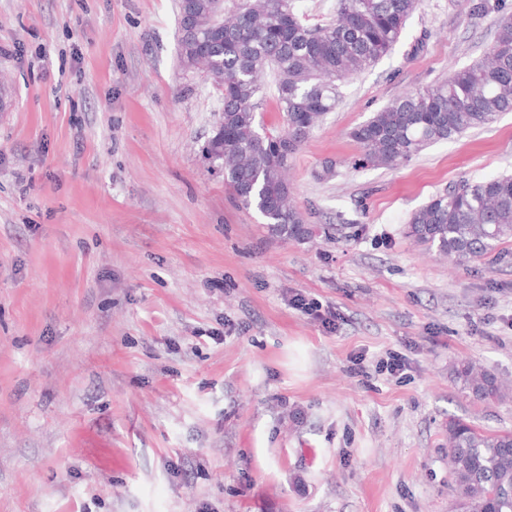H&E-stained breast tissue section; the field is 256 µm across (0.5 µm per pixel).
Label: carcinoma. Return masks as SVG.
Returning a JSON list of instances; mask_svg holds the SVG:
<instances>
[{"label": "carcinoma", "instance_id": "1", "mask_svg": "<svg viewBox=\"0 0 512 512\" xmlns=\"http://www.w3.org/2000/svg\"><path fill=\"white\" fill-rule=\"evenodd\" d=\"M418 5L336 0L334 19L309 25L294 0H177L180 67L201 75L221 101L205 158L222 170L236 200L256 209L275 234L313 235L290 200L288 158L336 109L337 82L389 55ZM267 75L286 127L265 136L257 112ZM502 112H512V17L499 22L486 59L396 99L350 136L362 161L392 168ZM407 234L458 264L483 258L512 238V177L464 180L436 195L411 214ZM452 376L481 401L506 395L471 361L453 366ZM448 465L456 491L449 512H512V432L487 433L449 420Z\"/></svg>", "mask_w": 512, "mask_h": 512}]
</instances>
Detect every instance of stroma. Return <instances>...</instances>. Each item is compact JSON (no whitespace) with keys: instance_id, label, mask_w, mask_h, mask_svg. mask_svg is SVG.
Here are the masks:
<instances>
[{"instance_id":"obj_1","label":"stroma","mask_w":512,"mask_h":512,"mask_svg":"<svg viewBox=\"0 0 512 512\" xmlns=\"http://www.w3.org/2000/svg\"><path fill=\"white\" fill-rule=\"evenodd\" d=\"M489 4L420 0L340 83L288 161L297 241L203 159L218 96L178 65L176 0H0V512H448L449 419L512 431V396L451 375L512 385V238L456 265L407 225L512 175V112L397 168L350 132L482 59L512 17ZM454 380L468 389L481 401L499 400L506 395V389L487 371L477 367L471 361L461 362L452 368Z\"/></svg>"}]
</instances>
